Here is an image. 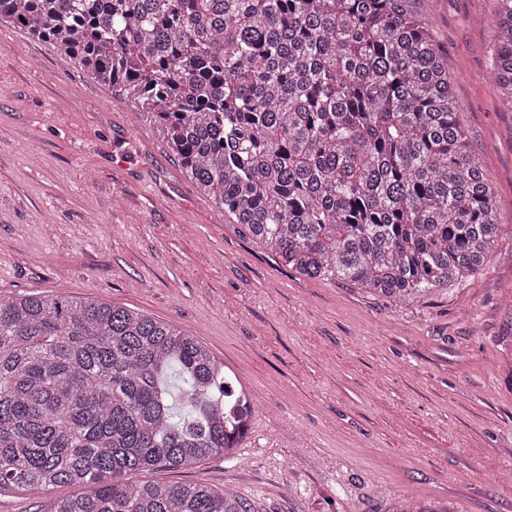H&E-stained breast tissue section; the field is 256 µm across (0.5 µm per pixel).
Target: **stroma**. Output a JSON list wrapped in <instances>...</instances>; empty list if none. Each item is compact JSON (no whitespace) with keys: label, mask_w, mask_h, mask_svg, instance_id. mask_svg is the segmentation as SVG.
<instances>
[{"label":"stroma","mask_w":512,"mask_h":512,"mask_svg":"<svg viewBox=\"0 0 512 512\" xmlns=\"http://www.w3.org/2000/svg\"><path fill=\"white\" fill-rule=\"evenodd\" d=\"M491 178L480 273L398 301L300 277L183 174L149 118L0 23V294H70L169 321L254 397L235 454L154 480L254 512H512V112L489 79L496 0H422ZM0 491V512L72 494Z\"/></svg>","instance_id":"stroma-1"}]
</instances>
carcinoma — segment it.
Returning a JSON list of instances; mask_svg holds the SVG:
<instances>
[{
  "label": "carcinoma",
  "mask_w": 512,
  "mask_h": 512,
  "mask_svg": "<svg viewBox=\"0 0 512 512\" xmlns=\"http://www.w3.org/2000/svg\"><path fill=\"white\" fill-rule=\"evenodd\" d=\"M419 2L0 0V21L132 98L224 217L297 274L403 300L478 273L498 236ZM490 25L512 112V0ZM248 401L171 322L0 296V489H80L51 512H252L235 491L142 478L231 457Z\"/></svg>",
  "instance_id": "cac0c4a2"
}]
</instances>
